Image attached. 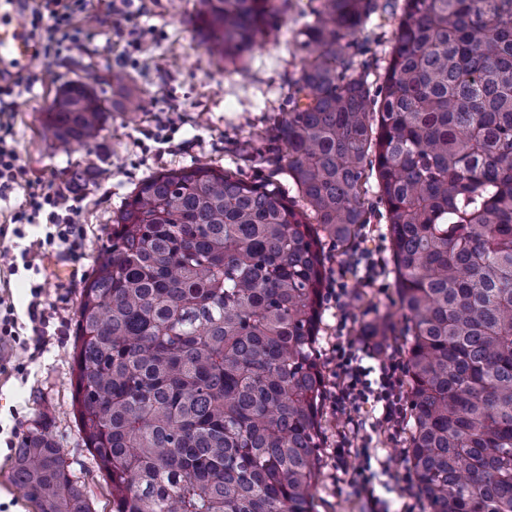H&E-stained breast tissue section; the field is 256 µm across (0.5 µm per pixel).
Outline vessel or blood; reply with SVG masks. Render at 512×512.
Returning a JSON list of instances; mask_svg holds the SVG:
<instances>
[{"mask_svg":"<svg viewBox=\"0 0 512 512\" xmlns=\"http://www.w3.org/2000/svg\"><path fill=\"white\" fill-rule=\"evenodd\" d=\"M17 0H0V77L30 72L39 57L25 14Z\"/></svg>","mask_w":512,"mask_h":512,"instance_id":"1","label":"vessel or blood"}]
</instances>
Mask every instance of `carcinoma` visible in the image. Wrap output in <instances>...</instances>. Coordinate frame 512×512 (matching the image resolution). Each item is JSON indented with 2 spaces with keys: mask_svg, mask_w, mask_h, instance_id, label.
I'll use <instances>...</instances> for the list:
<instances>
[{
  "mask_svg": "<svg viewBox=\"0 0 512 512\" xmlns=\"http://www.w3.org/2000/svg\"><path fill=\"white\" fill-rule=\"evenodd\" d=\"M210 54L235 65L273 0H199ZM377 0H320L288 117L296 195L210 165L140 181L84 281L72 398L112 512H316L325 379L315 354L322 240L387 223L425 512H512V0H406L382 84L357 32ZM112 91L143 101L124 71ZM106 100L75 83L44 125L98 139ZM286 166H281V159ZM376 185H371V180ZM11 480L37 512H91L53 435Z\"/></svg>",
  "mask_w": 512,
  "mask_h": 512,
  "instance_id": "1",
  "label": "carcinoma"
}]
</instances>
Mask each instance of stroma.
I'll return each instance as SVG.
<instances>
[{"mask_svg": "<svg viewBox=\"0 0 512 512\" xmlns=\"http://www.w3.org/2000/svg\"><path fill=\"white\" fill-rule=\"evenodd\" d=\"M381 5L361 37L374 66L369 76L381 84L391 58L393 34L404 0H379ZM311 0H288L285 11L270 21L272 37L255 47L244 61V73L233 72L211 56L192 27L198 0H125L133 22L116 30L108 0H90L79 15L83 40L57 58L42 59L24 75L11 99L7 119L13 127V145L25 168V180L55 182L82 200L79 223L82 238L74 248L44 242V231L27 227L32 246L27 256L31 270L10 272L0 261V298L13 300L25 314L30 287L44 283L40 307L50 318L47 336L0 356V505L6 512H35L12 483L13 451L9 442H21L36 430H48L63 448L74 475L83 485L93 512H112V497L89 448L76 426L71 384L75 320L84 279L112 228V217L135 185L162 170L208 163L240 171L243 179L261 182L272 168L265 159L276 153L272 138L256 139L258 130L271 126L288 111L293 83L303 67L296 36L309 18ZM129 73L131 85L147 102L145 111L129 114L111 110L98 141L68 153L55 149L44 135V112L74 81H91L104 89L112 71ZM88 172L78 185L66 182L74 169ZM385 224L364 227L367 245L386 273L384 288L359 289L351 305L355 328L370 319L364 305L381 313H396V289ZM405 441L374 437L369 445L378 494L392 512L413 505L423 512V501L409 468L402 460ZM330 456H323L315 490L318 512H369L365 500L344 483L336 482Z\"/></svg>", "mask_w": 512, "mask_h": 512, "instance_id": "1", "label": "stroma"}]
</instances>
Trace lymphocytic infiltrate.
Here are the masks:
<instances>
[{
	"instance_id": "obj_1",
	"label": "lymphocytic infiltrate",
	"mask_w": 512,
	"mask_h": 512,
	"mask_svg": "<svg viewBox=\"0 0 512 512\" xmlns=\"http://www.w3.org/2000/svg\"><path fill=\"white\" fill-rule=\"evenodd\" d=\"M84 0H33L29 11V25L41 45L44 56H51L76 45L82 30L74 15L81 10ZM12 135L9 123L0 122V196L15 187H23L25 199L12 215L16 224L35 223L39 215H46L51 227L47 241H60L71 246L81 238V226L76 220L77 207L65 191L53 183L33 185L22 183L23 169L19 157L8 139ZM357 259L363 260V272L352 277L349 266H341L329 280L325 292L327 306L336 309V339L326 355L327 363L336 380L329 399L334 409L354 413L369 412L372 434L396 439L403 435L410 410L405 389L406 364L397 355L385 354L376 359V350L387 345L385 337L369 330H354L350 322L351 279L365 286L380 279V262L355 244Z\"/></svg>"
}]
</instances>
